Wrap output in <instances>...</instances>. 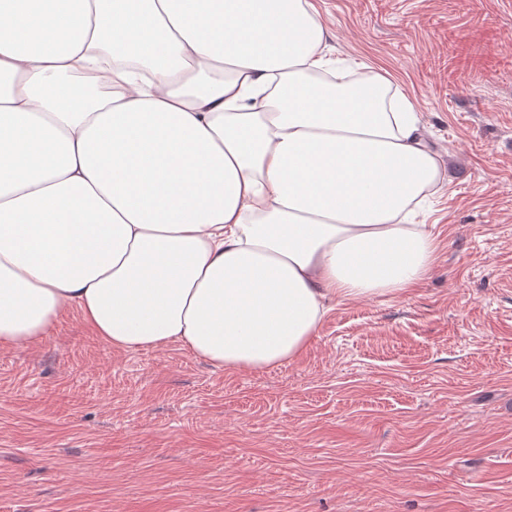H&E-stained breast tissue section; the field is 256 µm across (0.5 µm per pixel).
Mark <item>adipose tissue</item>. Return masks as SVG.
I'll return each mask as SVG.
<instances>
[{"label": "adipose tissue", "instance_id": "ef3b65f1", "mask_svg": "<svg viewBox=\"0 0 512 512\" xmlns=\"http://www.w3.org/2000/svg\"><path fill=\"white\" fill-rule=\"evenodd\" d=\"M330 38L312 0H0V347L74 308L114 349L260 371L423 282L440 155Z\"/></svg>", "mask_w": 512, "mask_h": 512}]
</instances>
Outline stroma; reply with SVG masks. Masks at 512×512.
Listing matches in <instances>:
<instances>
[{
    "label": "stroma",
    "instance_id": "obj_1",
    "mask_svg": "<svg viewBox=\"0 0 512 512\" xmlns=\"http://www.w3.org/2000/svg\"><path fill=\"white\" fill-rule=\"evenodd\" d=\"M313 3L441 155L429 277L261 371L115 350L73 312L0 348V512H512V0Z\"/></svg>",
    "mask_w": 512,
    "mask_h": 512
}]
</instances>
